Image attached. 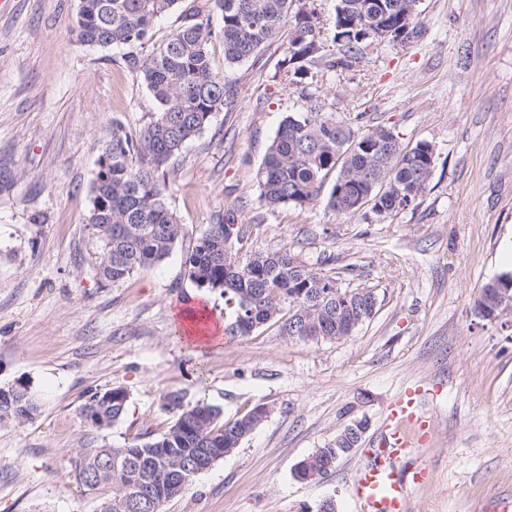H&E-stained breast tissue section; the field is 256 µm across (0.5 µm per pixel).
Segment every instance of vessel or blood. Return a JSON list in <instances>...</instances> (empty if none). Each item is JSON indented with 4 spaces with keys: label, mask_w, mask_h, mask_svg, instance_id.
I'll list each match as a JSON object with an SVG mask.
<instances>
[{
    "label": "vessel or blood",
    "mask_w": 512,
    "mask_h": 512,
    "mask_svg": "<svg viewBox=\"0 0 512 512\" xmlns=\"http://www.w3.org/2000/svg\"><path fill=\"white\" fill-rule=\"evenodd\" d=\"M428 428L419 390L407 389L389 406L376 448L353 477L352 495L360 512H407L410 490L428 478L427 467L411 461Z\"/></svg>",
    "instance_id": "vessel-or-blood-1"
}]
</instances>
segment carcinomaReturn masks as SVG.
Returning a JSON list of instances; mask_svg holds the SVG:
<instances>
[{
    "label": "carcinoma",
    "instance_id": "1",
    "mask_svg": "<svg viewBox=\"0 0 512 512\" xmlns=\"http://www.w3.org/2000/svg\"><path fill=\"white\" fill-rule=\"evenodd\" d=\"M181 0H79L78 40L107 50L152 44L158 18L174 11ZM294 0H213L223 26L224 67L255 59L270 47L283 24L292 25L284 62L302 70L301 62L314 39L309 20L314 10ZM417 0H337L350 5L349 14L335 17L344 27L335 31L340 57L335 66L358 59L368 40L367 27L378 21L399 30L411 20V33H422ZM210 14L199 9L185 13L183 23L144 60L130 56L140 69L157 112L138 134L112 129L98 161L91 186L88 223L101 244L97 268L100 279L117 283L149 269L166 258L182 234L171 209L172 181L165 166L211 124L214 116L232 105L235 88L215 72L209 46L218 35ZM435 166V148L429 141L402 146L395 133L376 126L364 132L312 107L290 112L281 121L262 166L257 171L260 202L274 211L316 203L330 185L327 206L338 214L358 212L383 217L411 206L426 189ZM246 227L227 213L222 224L209 225L196 239L186 261V273L199 289L224 295L231 310L227 332L250 336L273 322L291 339L314 336L349 337L376 313L378 298L365 307L361 289L342 285L341 273L325 259L312 267L288 248L257 251L237 259L235 244L243 241ZM129 395L122 387L94 392L82 415L96 414L111 426L121 420ZM174 420L160 436L148 435L112 448H86L75 466L83 467L94 482L99 512L120 499L122 512H145L148 495L168 492L181 496L192 480L185 470L208 467L222 454L224 442L239 435L249 414L224 421L220 407L202 402L184 406L180 396L167 397ZM10 418L23 420L36 411L27 388L10 390ZM318 473L331 471L345 452L327 444L313 452ZM179 468H173L174 462ZM109 466L104 481L98 470Z\"/></svg>",
    "mask_w": 512,
    "mask_h": 512
}]
</instances>
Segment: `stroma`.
Returning a JSON list of instances; mask_svg holds the SVG:
<instances>
[{
  "label": "stroma",
  "instance_id": "stroma-1",
  "mask_svg": "<svg viewBox=\"0 0 512 512\" xmlns=\"http://www.w3.org/2000/svg\"><path fill=\"white\" fill-rule=\"evenodd\" d=\"M320 58L296 77L283 59L291 36L259 58L216 71L233 105L169 170L182 236L154 267L100 280L101 247L88 222L90 187L114 126L138 133L156 102L127 49L82 45L79 0H11L0 10V387L26 385L38 410L0 421V512H97L75 476L83 449L164 433L168 394L203 399L232 421L258 405L266 420L231 455L200 473L165 512H356L355 471L376 447L391 401L423 391L431 437L414 451L430 472L408 512H487L512 500V310L474 311L480 288L505 272L512 249V0H421L423 31L406 45L367 41L334 66L336 0H310ZM320 105L362 116L402 145L433 144L425 192L405 210L343 217L325 200L268 210L255 174L285 116ZM235 210L249 235L240 256L290 248L320 266L330 257L351 286L374 289L375 315L347 339L300 341L269 324L246 337L195 343L180 311L224 299L185 273L207 225ZM128 395L125 417L90 427L91 393ZM362 444L327 475L295 477L298 462L357 420Z\"/></svg>",
  "mask_w": 512,
  "mask_h": 512
}]
</instances>
